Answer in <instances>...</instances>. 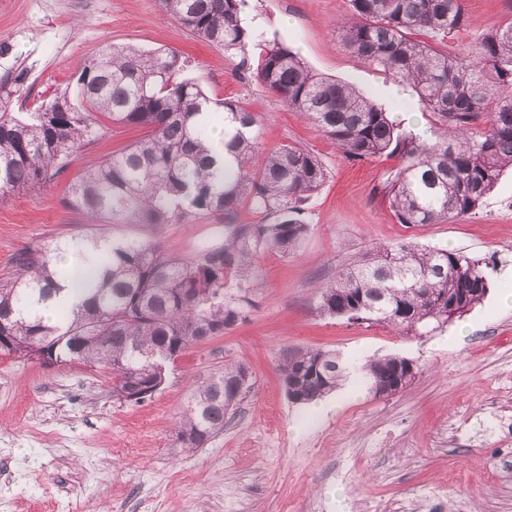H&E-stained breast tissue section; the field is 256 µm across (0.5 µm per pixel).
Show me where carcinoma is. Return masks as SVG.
Listing matches in <instances>:
<instances>
[{
    "instance_id": "carcinoma-1",
    "label": "carcinoma",
    "mask_w": 512,
    "mask_h": 512,
    "mask_svg": "<svg viewBox=\"0 0 512 512\" xmlns=\"http://www.w3.org/2000/svg\"><path fill=\"white\" fill-rule=\"evenodd\" d=\"M351 18L340 42L369 66L407 83L441 123L433 140L405 133L381 107L353 87L311 70L287 44L261 49L256 75L281 102L301 113L353 160L397 153L403 165L388 182L401 224H438L475 213L504 169L512 168V22L449 55L432 41L468 25L461 0H348ZM243 0H160L162 10L198 39L246 53ZM424 39H419V36ZM173 52L109 44L74 86L32 112L0 107V197L44 185L78 148L103 138L106 122L146 134L102 160L72 186L70 209L93 220L67 248L112 242L79 281L81 303L60 310L57 323L40 309L61 291L68 271L37 245L18 257L13 277L0 280V352L21 343L50 360L74 362L112 377V397L142 403L163 385L166 364L194 344L224 335L252 305L246 295L224 302V287L253 278L265 251L288 254L307 234L297 215L326 180L311 152L290 145L266 149L258 118L232 101L212 102ZM234 146V164L211 170L215 124ZM246 204L255 215L238 221ZM224 217V240L189 257L164 255L155 232L188 215ZM467 295L473 309L489 291L480 262L448 248L409 243L380 247L317 287L319 310L349 320L368 318L424 334L432 324L462 317L448 309V292ZM405 358L374 356L360 367L376 394L405 376ZM282 380L296 404L330 394L345 380L346 363L322 349L287 356ZM249 373L226 366L198 386L176 425L190 452L224 431V419L249 389Z\"/></svg>"
}]
</instances>
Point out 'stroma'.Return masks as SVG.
I'll use <instances>...</instances> for the list:
<instances>
[{"label": "stroma", "mask_w": 512, "mask_h": 512, "mask_svg": "<svg viewBox=\"0 0 512 512\" xmlns=\"http://www.w3.org/2000/svg\"><path fill=\"white\" fill-rule=\"evenodd\" d=\"M469 23L437 49L454 53L512 21L505 0H462ZM348 0H244L247 54L210 46L164 13L158 0H0V81L21 77L13 112L33 111L74 83L109 43L173 51L184 75L213 99L242 102L260 118V141L298 145L327 170L304 204L309 231L288 254L265 252L249 293L255 301L223 336L170 362L151 401L112 397L104 373L0 354V512H512V171L475 213L440 224L399 223L383 194L396 156L351 160L255 76L259 43H287L314 72L357 87L404 132L429 139L439 126L411 88L346 50L336 36ZM140 129L113 126L80 148L54 182L0 201V279L30 244L46 248L83 229L64 205L72 183ZM224 236V221L192 217L163 227L166 254L189 256ZM447 247L480 260L489 292L455 322L411 336L376 323L320 313L317 284L381 246ZM308 348L367 360L394 354L418 372L401 391L359 390L337 410L292 403L281 380L287 353ZM246 367L247 392L206 447L174 445L192 388L225 364Z\"/></svg>", "instance_id": "35a3bbf8"}]
</instances>
